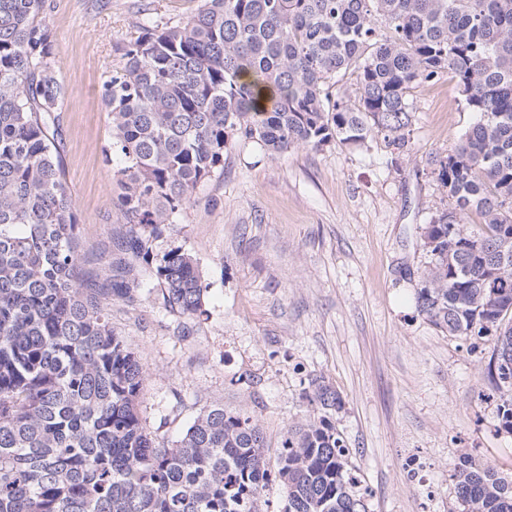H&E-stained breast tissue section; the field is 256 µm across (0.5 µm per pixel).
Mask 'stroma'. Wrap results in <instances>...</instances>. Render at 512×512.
I'll list each match as a JSON object with an SVG mask.
<instances>
[{
  "mask_svg": "<svg viewBox=\"0 0 512 512\" xmlns=\"http://www.w3.org/2000/svg\"><path fill=\"white\" fill-rule=\"evenodd\" d=\"M47 3L63 87L51 132L95 274L104 249L121 258L124 231L103 82L142 27L176 25L200 0ZM412 100V152L396 167L379 138L277 158L234 138L223 174L198 186L158 243L197 259L205 316L185 324L157 291L110 308L148 370L138 411L153 438L174 444L218 402L254 413L278 439L320 376L343 399L336 427L369 512H453L451 474L466 456L512 474V434L487 376L493 338L442 333L418 313L409 279L426 262L421 226L441 198L427 159L452 150L477 116L445 74Z\"/></svg>",
  "mask_w": 512,
  "mask_h": 512,
  "instance_id": "1",
  "label": "stroma"
}]
</instances>
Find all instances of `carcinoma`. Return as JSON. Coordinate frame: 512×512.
I'll list each match as a JSON object with an SVG mask.
<instances>
[{"label": "carcinoma", "instance_id": "carcinoma-1", "mask_svg": "<svg viewBox=\"0 0 512 512\" xmlns=\"http://www.w3.org/2000/svg\"><path fill=\"white\" fill-rule=\"evenodd\" d=\"M45 0H0V512H368L319 377L275 457L258 417L215 403L173 446L143 429L148 372L110 321L156 278L165 307L204 315L187 250H159L236 135L269 155L411 151L412 90L446 72L476 122L429 156L442 205L421 228L419 313L451 336L494 332L488 376L512 433V0H202L142 29L103 83L125 258L84 278L72 197L48 137L62 87ZM354 80L353 97L338 91ZM477 214L480 222L470 220ZM276 465H271V460ZM458 512H512V478L464 457Z\"/></svg>", "mask_w": 512, "mask_h": 512}]
</instances>
